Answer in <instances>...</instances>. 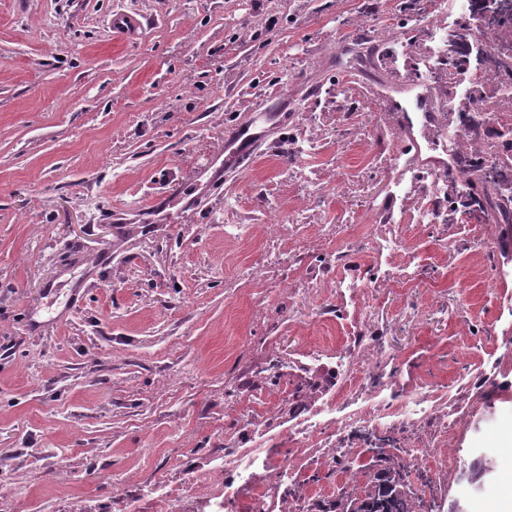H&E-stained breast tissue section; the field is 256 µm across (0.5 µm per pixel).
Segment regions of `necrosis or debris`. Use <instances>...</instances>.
Masks as SVG:
<instances>
[{
	"label": "necrosis or debris",
	"mask_w": 512,
	"mask_h": 512,
	"mask_svg": "<svg viewBox=\"0 0 512 512\" xmlns=\"http://www.w3.org/2000/svg\"><path fill=\"white\" fill-rule=\"evenodd\" d=\"M512 105V87L497 86L454 140L440 139L431 164L419 154L404 166L426 168L427 192L408 212L411 223L437 224L436 200L448 193L443 168H455L466 153L496 145L498 169L512 180V121L499 119ZM372 263H363V254ZM420 266L402 252L399 227L374 224L368 232H349L336 246L335 335L314 339L281 366L267 351L265 369H246L224 381L225 397H272L287 408L286 417L247 413L235 418V437L224 441V501H246L251 512H315V484L328 481L336 499L396 464L407 491L424 500L436 495L453 470L448 437L483 392L487 372L469 370L452 380L416 374L413 367L386 361V324L369 329L363 292L378 279L409 285ZM287 370V385L275 378ZM282 437L289 455L274 459L265 449Z\"/></svg>",
	"instance_id": "4bbe7bcc"
}]
</instances>
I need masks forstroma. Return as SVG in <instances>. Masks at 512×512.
Segmentation results:
<instances>
[{
    "mask_svg": "<svg viewBox=\"0 0 512 512\" xmlns=\"http://www.w3.org/2000/svg\"><path fill=\"white\" fill-rule=\"evenodd\" d=\"M116 8L145 30L113 32ZM385 29L377 67L337 58L359 16ZM435 0H0V498L10 512H169L177 489L213 472L233 420L224 379L272 336L281 359L330 335L336 273L325 256L350 227L387 213L404 152L395 29L429 39ZM287 113L272 149L224 172V126L255 107ZM306 208L309 252L284 268L312 284L260 288L245 271ZM478 210L448 200L441 224H402L406 249L437 259L406 287L364 295L387 324L389 360L444 342L449 374L512 356V231L489 258ZM417 323L404 317L407 302ZM459 470L428 512H487L512 498V365L498 367L448 444Z\"/></svg>",
    "mask_w": 512,
    "mask_h": 512,
    "instance_id": "stroma-1",
    "label": "stroma"
}]
</instances>
